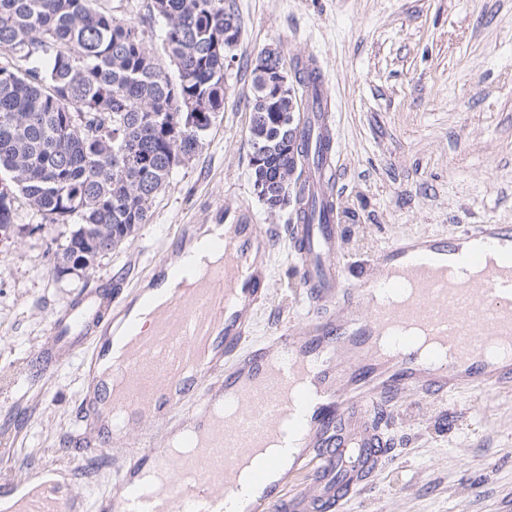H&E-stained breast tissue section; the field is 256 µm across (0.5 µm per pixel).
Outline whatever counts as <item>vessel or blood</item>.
<instances>
[{"label":"vessel or blood","instance_id":"1","mask_svg":"<svg viewBox=\"0 0 512 512\" xmlns=\"http://www.w3.org/2000/svg\"><path fill=\"white\" fill-rule=\"evenodd\" d=\"M299 130L327 147L322 166L302 169L304 198L335 206V119L309 111ZM208 233L202 251L219 262L201 267L186 224L152 267L147 287L166 286L167 299H144L151 333L130 306H113L108 286L80 291L53 316L34 365L50 375L79 360L67 453L121 447L116 485L90 504L47 480L8 512H343L393 461L386 403L512 386V225L401 238L352 283L337 224L289 225L306 313L260 339L271 236L243 213ZM117 344L118 393L100 370ZM142 421L149 430H136Z\"/></svg>","mask_w":512,"mask_h":512}]
</instances>
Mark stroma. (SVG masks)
Instances as JSON below:
<instances>
[{"instance_id":"1","label":"stroma","mask_w":512,"mask_h":512,"mask_svg":"<svg viewBox=\"0 0 512 512\" xmlns=\"http://www.w3.org/2000/svg\"><path fill=\"white\" fill-rule=\"evenodd\" d=\"M241 39L224 71V110L177 167L149 223L90 278L56 279L47 224L0 242V477L65 462L76 427L77 365L53 376L31 359L53 315L82 289L131 295L183 224L247 213L273 240L270 302L256 333L305 313L288 226L249 179L250 61L273 47L316 59L338 127L341 255L354 271L410 234L451 238L467 224L512 225V0H234ZM394 465L347 512H512V391L388 404Z\"/></svg>"}]
</instances>
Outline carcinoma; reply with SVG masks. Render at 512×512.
Segmentation results:
<instances>
[{"label": "carcinoma", "mask_w": 512, "mask_h": 512, "mask_svg": "<svg viewBox=\"0 0 512 512\" xmlns=\"http://www.w3.org/2000/svg\"><path fill=\"white\" fill-rule=\"evenodd\" d=\"M159 20L167 67L146 40ZM239 35L226 0H150L138 17L111 0H0V235L64 224L53 272L92 274L149 223L174 169L203 147L224 111V40ZM250 66V173L276 212L290 203L298 163L319 154L288 135L295 97L269 96L259 57ZM293 83L323 81L297 61ZM20 199L26 224L16 223Z\"/></svg>", "instance_id": "carcinoma-1"}]
</instances>
